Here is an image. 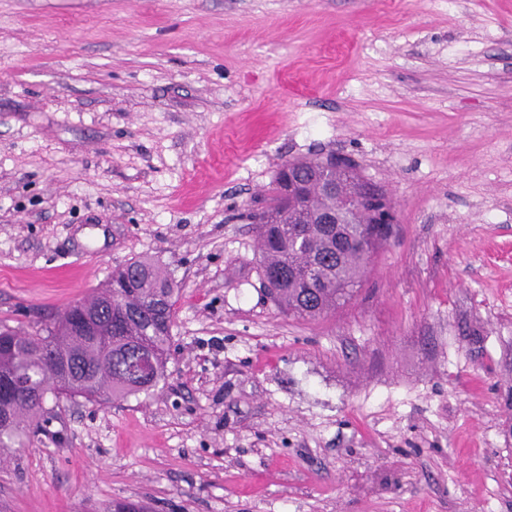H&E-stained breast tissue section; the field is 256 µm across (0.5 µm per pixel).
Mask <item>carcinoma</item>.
I'll use <instances>...</instances> for the list:
<instances>
[{
	"instance_id": "cac0c4a2",
	"label": "carcinoma",
	"mask_w": 512,
	"mask_h": 512,
	"mask_svg": "<svg viewBox=\"0 0 512 512\" xmlns=\"http://www.w3.org/2000/svg\"><path fill=\"white\" fill-rule=\"evenodd\" d=\"M308 184L302 198L287 194L277 177L258 224L260 270L283 272L270 294L277 308L316 320L348 303L374 256L388 243L391 224H375L368 212L338 207L336 195H354L362 179L354 169H324L319 159L295 161ZM337 212L339 223L319 224V212ZM178 288L153 259L135 258L112 271L102 294L69 308L53 324L33 332L0 326V446L25 445L27 423L46 412L47 395L91 402L124 399L157 386L170 359ZM94 317L120 323L100 336L72 333L73 321Z\"/></svg>"
}]
</instances>
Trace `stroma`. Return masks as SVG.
Returning <instances> with one entry per match:
<instances>
[{
  "instance_id": "1",
  "label": "stroma",
  "mask_w": 512,
  "mask_h": 512,
  "mask_svg": "<svg viewBox=\"0 0 512 512\" xmlns=\"http://www.w3.org/2000/svg\"><path fill=\"white\" fill-rule=\"evenodd\" d=\"M330 155L394 229L307 321L252 216ZM137 257L164 380L48 401L0 512H512V0H0V323Z\"/></svg>"
}]
</instances>
